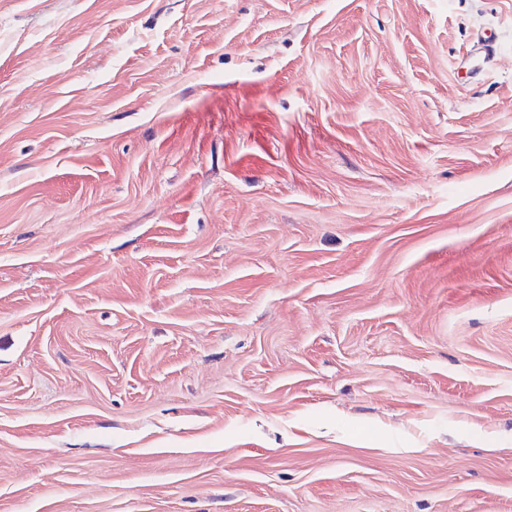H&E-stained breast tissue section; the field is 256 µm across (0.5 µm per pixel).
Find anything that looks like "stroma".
<instances>
[{
  "label": "stroma",
  "mask_w": 512,
  "mask_h": 512,
  "mask_svg": "<svg viewBox=\"0 0 512 512\" xmlns=\"http://www.w3.org/2000/svg\"><path fill=\"white\" fill-rule=\"evenodd\" d=\"M0 512H512V0H0Z\"/></svg>",
  "instance_id": "stroma-1"
}]
</instances>
